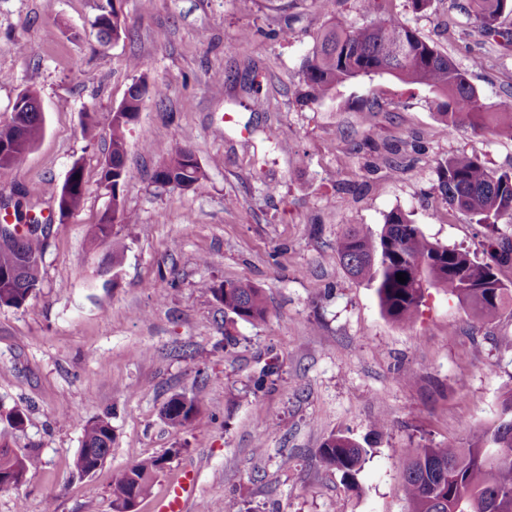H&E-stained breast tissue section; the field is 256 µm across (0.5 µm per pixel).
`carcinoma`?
I'll list each match as a JSON object with an SVG mask.
<instances>
[{"label": "carcinoma", "mask_w": 512, "mask_h": 512, "mask_svg": "<svg viewBox=\"0 0 512 512\" xmlns=\"http://www.w3.org/2000/svg\"><path fill=\"white\" fill-rule=\"evenodd\" d=\"M382 0H364L376 17L366 25L352 26L332 21L315 39L303 62V98L321 102L334 98L336 88L359 77L397 74L407 83L420 84L437 96L441 121L453 135L461 130L474 134L512 137V110L492 111L480 103L477 89L466 71L409 27L399 16L380 15ZM465 10L473 16L486 37L502 34L500 19L512 13V0H468ZM101 40L117 38L124 22L105 0L92 21ZM134 82L129 97L111 118V143L102 164L99 185L112 196V217L94 225L92 240L109 247V264L121 263L125 240L137 226L135 214L122 206L128 172L125 166L126 133L135 121L142 99ZM38 103L35 92L19 94L12 108L11 123L0 126V142L11 149L0 157V170L21 166L29 150L41 139L45 120L41 112H28ZM166 159L154 170L152 182L159 187L193 189L202 185L205 173L194 152L165 149ZM437 190L454 210L474 220L485 230L488 259L460 248H450L427 238L409 215L397 209L388 213L379 233L353 226L336 240V253L347 274L374 289L382 312L392 322L406 326L417 317L424 291L435 288L457 298L477 320L490 321L505 306H512V288L498 276V267L512 261V240L500 234L499 221L512 219V172H499L479 157L460 152L437 161ZM59 216L72 215L85 201L84 174L73 165L61 187L52 191ZM120 230L114 231L115 221ZM44 235L28 233L21 244L0 247V309L20 308L41 283ZM406 274L402 284L396 274ZM212 294L227 315L248 323L266 321L268 307L262 290L247 280L210 285ZM499 418L488 426H473L465 444L446 448H410L403 455V491L410 512H512V387L503 393ZM201 404L194 398L169 399L162 418L182 427L202 418ZM7 426L24 430L26 415L17 408L0 411ZM82 446L75 460L83 462L109 455L113 433L105 415L78 416ZM369 449L339 433L318 448L321 462L353 481ZM164 459H143L112 478L113 512H123L133 497L151 490ZM40 457L33 448L0 449V472L34 473Z\"/></svg>", "instance_id": "obj_1"}]
</instances>
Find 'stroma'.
I'll return each mask as SVG.
<instances>
[{
  "label": "stroma",
  "mask_w": 512,
  "mask_h": 512,
  "mask_svg": "<svg viewBox=\"0 0 512 512\" xmlns=\"http://www.w3.org/2000/svg\"><path fill=\"white\" fill-rule=\"evenodd\" d=\"M460 2L434 0L416 15L391 0L471 68L485 106H512V14L489 39ZM100 3L0 0V73L10 76L0 123L28 88L45 117L22 167L0 172V221L42 211L52 226L38 292L0 309V408L27 415L23 431L0 441L41 458L25 485L0 491V512H112L113 475L160 456L165 467L137 512H153L188 469L209 512H224L228 497L249 512H409L401 451L459 444L497 419L512 386V307L483 323L429 288L415 321L398 326L372 288L348 277L336 240L354 225L379 232L400 209L430 240L482 253L480 226L437 192L435 162L464 151L509 171L512 138L448 134L435 94L387 74L302 104L303 61L330 18L314 0H116L127 32L105 45L91 27ZM446 18L454 26L439 33ZM141 79L164 94L145 96L127 135L123 204L139 227L111 275L106 246L91 241L108 204L99 178L112 113ZM366 97L379 110H364ZM164 147L194 151L200 188L155 187ZM76 162L85 203L63 220L51 190ZM170 273L176 284L158 300L154 285ZM240 279L262 288L266 321L225 316L202 291ZM270 362L275 374L255 391ZM177 395L200 401V422H164ZM71 411L112 425L111 451L89 477L73 466L82 430L65 420ZM384 414L389 429L374 433ZM339 432L372 445L354 490L317 455Z\"/></svg>",
  "instance_id": "stroma-1"
}]
</instances>
